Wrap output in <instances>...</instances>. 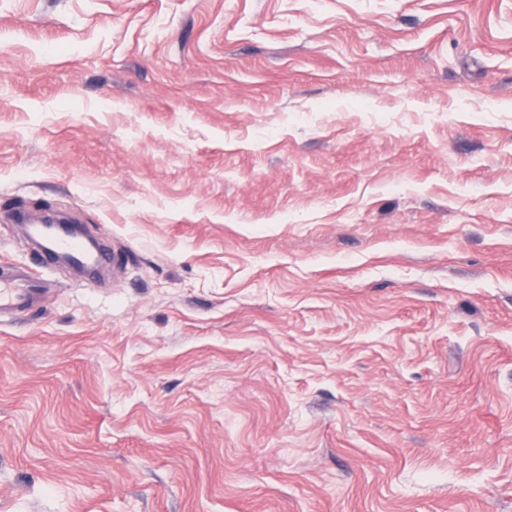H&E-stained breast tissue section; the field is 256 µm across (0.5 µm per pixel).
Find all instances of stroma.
Wrapping results in <instances>:
<instances>
[{"mask_svg":"<svg viewBox=\"0 0 512 512\" xmlns=\"http://www.w3.org/2000/svg\"><path fill=\"white\" fill-rule=\"evenodd\" d=\"M10 267L0 512H512V0H0ZM47 262L58 256L67 258L79 268L105 266L110 256L101 250L91 251L87 245L72 232H55L47 239V246L39 252ZM45 288L25 270L0 271V317L23 316L40 304Z\"/></svg>","mask_w":512,"mask_h":512,"instance_id":"stroma-1","label":"stroma"}]
</instances>
